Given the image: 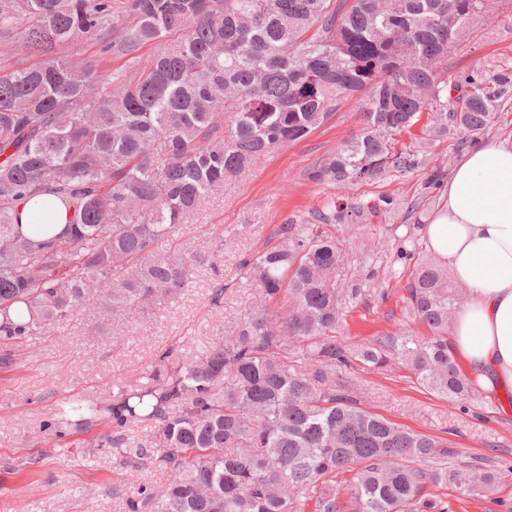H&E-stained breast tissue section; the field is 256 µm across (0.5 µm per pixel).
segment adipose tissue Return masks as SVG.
<instances>
[{
  "label": "adipose tissue",
  "instance_id": "obj_1",
  "mask_svg": "<svg viewBox=\"0 0 512 512\" xmlns=\"http://www.w3.org/2000/svg\"><path fill=\"white\" fill-rule=\"evenodd\" d=\"M44 202L39 196L18 205L25 235L42 223L55 233L66 227L68 209L59 203L47 212ZM425 234L427 250L468 291L449 329L466 376L487 391L512 392V136L467 148Z\"/></svg>",
  "mask_w": 512,
  "mask_h": 512
}]
</instances>
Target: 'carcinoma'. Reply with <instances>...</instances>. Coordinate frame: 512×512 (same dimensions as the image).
I'll return each mask as SVG.
<instances>
[{"instance_id": "obj_1", "label": "carcinoma", "mask_w": 512, "mask_h": 512, "mask_svg": "<svg viewBox=\"0 0 512 512\" xmlns=\"http://www.w3.org/2000/svg\"><path fill=\"white\" fill-rule=\"evenodd\" d=\"M495 2L0 0V47L34 59L0 73V368L91 299L131 311L177 298L224 243L205 255L172 229L350 98L361 127L311 172L315 182L346 187L412 167L400 137L418 125L428 139L452 131L470 143L512 103V70L450 75L446 65L473 9ZM84 40L98 65L64 53ZM114 55L126 58L118 72L105 67ZM38 195L73 209L63 232L40 240L17 220L18 204ZM347 216L338 200L314 214L322 224ZM278 233L279 245L240 262L258 300L202 357L165 353L146 383L110 402L73 399L48 427L63 437L110 425L121 465L168 476L126 494L124 512H452L427 485L496 494L512 466H450L454 449L358 407L341 384L358 363L398 361L452 401L477 396L448 342L466 302L448 270L424 260L405 288L429 335L351 345L336 333L361 290L337 287L340 241L292 220ZM141 425L153 429L147 444L131 435Z\"/></svg>"}]
</instances>
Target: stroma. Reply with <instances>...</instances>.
<instances>
[{
  "instance_id": "1",
  "label": "stroma",
  "mask_w": 512,
  "mask_h": 512,
  "mask_svg": "<svg viewBox=\"0 0 512 512\" xmlns=\"http://www.w3.org/2000/svg\"><path fill=\"white\" fill-rule=\"evenodd\" d=\"M449 63L461 70L487 63L512 67V0H500L476 21L464 50ZM357 112L355 101H344L310 136L270 151L176 228V236L196 250L224 245L218 265L198 267L191 287L176 300L145 314L112 313L88 301L17 367L0 369V512H123L125 492L142 479L164 483L163 473L145 477L120 466L103 443L104 428L57 438L44 426L72 398L104 399L113 382L135 381L165 351L180 361L198 359L225 321L254 299L253 286L240 277L241 259L278 245L277 229L285 220L312 223L330 198L353 209L348 223L331 227L345 242L338 284L362 290L346 317L347 341L361 344L387 331L426 336V328L406 314L401 295L428 256L426 219L445 203L442 187L429 180L437 170L450 175L463 149L455 137H435L411 144V168L347 189L313 182L311 172L357 131ZM385 197L394 199L392 210L371 216L370 207ZM219 279L231 287L216 306L211 290ZM345 388L364 410L446 441L456 450L455 466L512 465V407L496 397L448 400L418 385L398 364L382 372L353 369Z\"/></svg>"
}]
</instances>
